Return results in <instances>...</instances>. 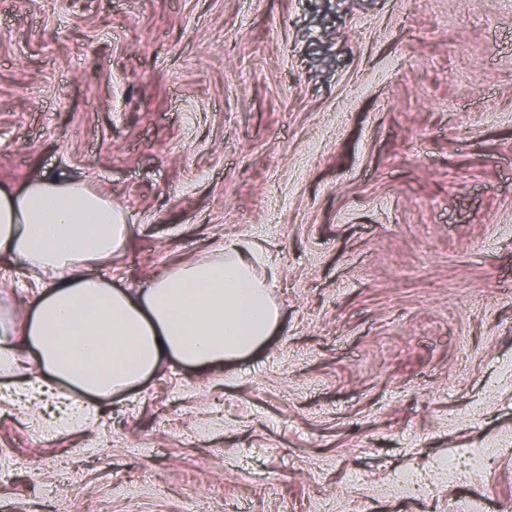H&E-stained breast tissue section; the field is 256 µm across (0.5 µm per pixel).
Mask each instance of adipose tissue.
Wrapping results in <instances>:
<instances>
[{"mask_svg": "<svg viewBox=\"0 0 512 512\" xmlns=\"http://www.w3.org/2000/svg\"><path fill=\"white\" fill-rule=\"evenodd\" d=\"M129 234L123 208L84 182L37 174L21 190L0 188V254L35 279L23 324L0 312V373L27 363L31 390L65 400L62 424H90L94 399L138 385L169 360L217 367L251 355L279 327L275 271L247 240L143 290L82 275L122 251Z\"/></svg>", "mask_w": 512, "mask_h": 512, "instance_id": "1", "label": "adipose tissue"}]
</instances>
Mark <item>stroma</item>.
Here are the masks:
<instances>
[{"label": "stroma", "instance_id": "stroma-1", "mask_svg": "<svg viewBox=\"0 0 512 512\" xmlns=\"http://www.w3.org/2000/svg\"><path fill=\"white\" fill-rule=\"evenodd\" d=\"M41 173L127 213L85 276L145 289L253 240L281 326L90 426L0 374V512L512 501V0H0V186ZM20 267L0 255L18 318Z\"/></svg>", "mask_w": 512, "mask_h": 512}]
</instances>
